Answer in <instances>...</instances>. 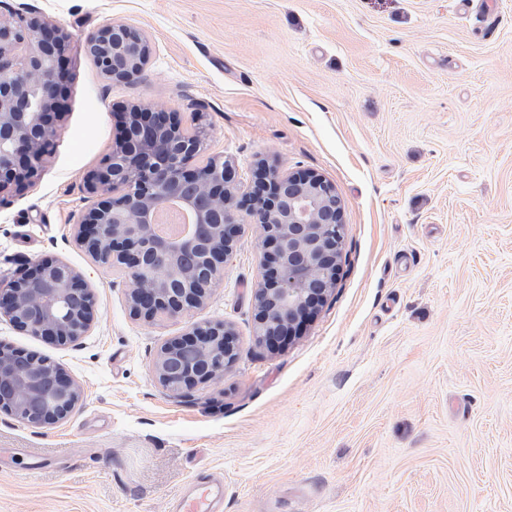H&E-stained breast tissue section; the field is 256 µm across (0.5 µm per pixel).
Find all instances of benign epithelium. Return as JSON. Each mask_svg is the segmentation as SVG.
I'll return each instance as SVG.
<instances>
[{"label": "benign epithelium", "instance_id": "1", "mask_svg": "<svg viewBox=\"0 0 512 512\" xmlns=\"http://www.w3.org/2000/svg\"><path fill=\"white\" fill-rule=\"evenodd\" d=\"M84 49L111 82L143 77L146 37L113 20L90 32ZM68 34L29 6L0 12V204L38 175L60 132L68 79ZM207 132H187L171 112L132 105L121 113V133L87 188L98 197L78 224L91 258L128 273L131 316L145 322L203 307L233 252L237 217L261 229L262 278L254 295L256 342L274 348L296 335L335 288L343 247V205L327 179L307 171L280 172L256 163L252 188L239 193L224 160L198 162ZM172 199L195 215L183 239L159 236L153 215ZM0 316L50 343L80 339L96 317L84 277L69 265L37 262L0 285ZM239 358L231 325L194 323L158 349L153 372L180 397L224 377ZM82 398L59 365L35 352L0 345V414L34 428L66 419Z\"/></svg>", "mask_w": 512, "mask_h": 512}]
</instances>
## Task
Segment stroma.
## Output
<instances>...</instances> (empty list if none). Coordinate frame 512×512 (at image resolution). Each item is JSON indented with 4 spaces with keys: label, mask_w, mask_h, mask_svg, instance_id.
Wrapping results in <instances>:
<instances>
[{
    "label": "stroma",
    "mask_w": 512,
    "mask_h": 512,
    "mask_svg": "<svg viewBox=\"0 0 512 512\" xmlns=\"http://www.w3.org/2000/svg\"><path fill=\"white\" fill-rule=\"evenodd\" d=\"M70 34L65 113L33 185L0 206V279L61 260L91 329L59 346L0 319V344L81 386L66 419L0 414V512H172L224 475V512H512V0H6ZM118 20L144 77L104 78L86 36ZM143 103L206 127L239 190L255 163L307 170L342 201L334 290L279 347L253 338L261 235L239 214L207 305L147 323L127 274L76 239L86 177ZM231 324L238 361L184 397L153 377L192 323Z\"/></svg>",
    "instance_id": "obj_1"
}]
</instances>
